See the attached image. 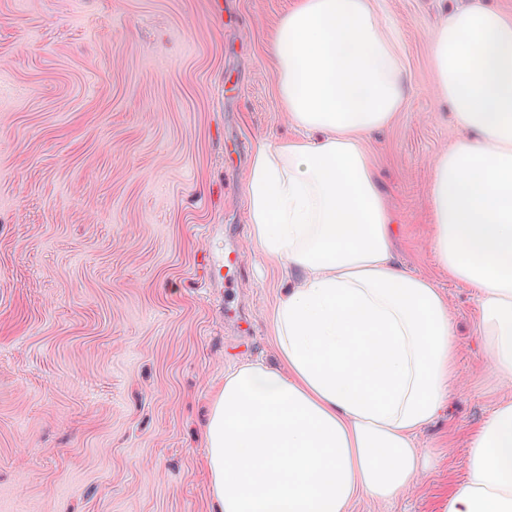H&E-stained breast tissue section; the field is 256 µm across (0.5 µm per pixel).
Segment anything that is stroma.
<instances>
[{
    "label": "stroma",
    "mask_w": 512,
    "mask_h": 512,
    "mask_svg": "<svg viewBox=\"0 0 512 512\" xmlns=\"http://www.w3.org/2000/svg\"><path fill=\"white\" fill-rule=\"evenodd\" d=\"M295 2L0 0V512H212L210 397L272 360L288 282L250 242L247 172L257 141L296 134L270 53ZM463 2L379 0L407 101L366 146L397 257L446 299L458 358L416 488L349 512H446L470 435L512 394L432 244V163L460 132L429 33Z\"/></svg>",
    "instance_id": "obj_1"
}]
</instances>
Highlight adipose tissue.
<instances>
[{"label": "adipose tissue", "mask_w": 512, "mask_h": 512, "mask_svg": "<svg viewBox=\"0 0 512 512\" xmlns=\"http://www.w3.org/2000/svg\"><path fill=\"white\" fill-rule=\"evenodd\" d=\"M435 90L475 131L432 164V242L472 288L484 355L512 382V15L479 4L430 34ZM271 52L299 129L257 142L250 240L296 279L268 315L270 364L225 376L210 401L214 512H348L411 492L416 434L450 398L457 348L432 281L400 264L365 145L401 111V44L375 0H297ZM447 512H512V397L473 433Z\"/></svg>", "instance_id": "obj_1"}]
</instances>
